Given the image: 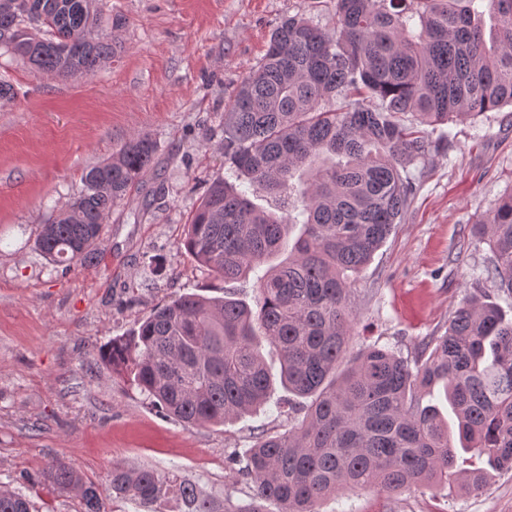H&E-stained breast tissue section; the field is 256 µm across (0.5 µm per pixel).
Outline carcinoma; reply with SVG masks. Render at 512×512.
<instances>
[{
	"label": "carcinoma",
	"mask_w": 512,
	"mask_h": 512,
	"mask_svg": "<svg viewBox=\"0 0 512 512\" xmlns=\"http://www.w3.org/2000/svg\"><path fill=\"white\" fill-rule=\"evenodd\" d=\"M334 3L335 30L284 19L238 86L224 112V159L248 186L214 179L181 243L225 283L269 264L256 307L183 293L100 347L113 370L187 426H222L261 406L277 383L308 400L304 416L257 437L245 457L228 456L236 480L253 489L246 504L211 496L176 469L115 465L103 485L53 461L47 480L74 494L81 512H105L110 495L145 512H318L342 491L424 483L478 495L493 473L512 470V319L496 305L466 297L414 363L376 344L350 349V279L401 223L413 191L408 168L432 149L427 128L512 106V0ZM0 49L78 78L115 45L96 0H0ZM157 152L137 135L87 169L81 193L40 225L39 255L67 266L93 257L105 218ZM471 233L494 253L478 279L512 292V191ZM264 341L279 352L276 376ZM440 384L455 429L423 404ZM0 512L33 506L0 484Z\"/></svg>",
	"instance_id": "cac0c4a2"
}]
</instances>
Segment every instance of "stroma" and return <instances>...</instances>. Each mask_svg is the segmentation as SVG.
Listing matches in <instances>:
<instances>
[{"mask_svg": "<svg viewBox=\"0 0 512 512\" xmlns=\"http://www.w3.org/2000/svg\"><path fill=\"white\" fill-rule=\"evenodd\" d=\"M117 50L95 75L64 79L0 50V483L35 512H78V499L45 480L48 462L70 461L106 482L114 464L179 468L208 491L244 503L226 459L256 437L284 431L288 392L221 427L162 416L99 355L159 304L184 292L213 295L214 279L181 250L185 224L219 176L224 108L263 58L282 20L336 27L333 0H100ZM123 25L113 28V18ZM159 151L139 186L104 223L100 257L64 267L35 250L38 226L83 188L85 170L129 138ZM439 149L414 169L400 224L352 285L351 342L415 359L442 335L469 295L512 318V295L473 278L488 241L470 227L512 191V107L431 128ZM319 512H512V471L480 495L418 485L405 492H344Z\"/></svg>", "mask_w": 512, "mask_h": 512, "instance_id": "35a3bbf8", "label": "stroma"}]
</instances>
